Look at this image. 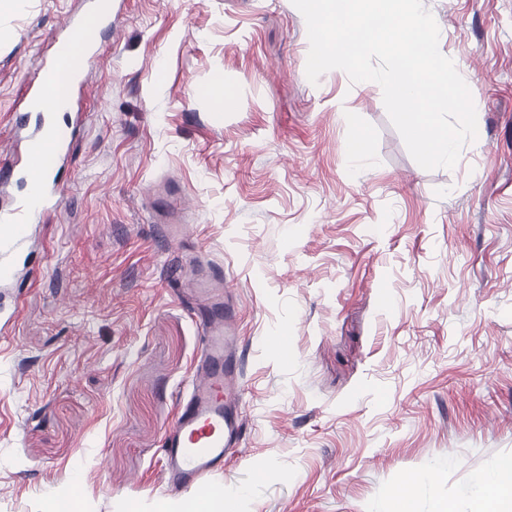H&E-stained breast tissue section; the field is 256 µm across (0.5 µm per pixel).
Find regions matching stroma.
<instances>
[{
    "mask_svg": "<svg viewBox=\"0 0 512 512\" xmlns=\"http://www.w3.org/2000/svg\"><path fill=\"white\" fill-rule=\"evenodd\" d=\"M477 138L421 168L377 83H310L291 0H125L87 120L0 309V512H169L176 394L207 295L239 308L244 446L213 481L241 512H482L512 457V0H423ZM0 17V165L63 15ZM223 75L232 101L216 116ZM364 137L365 156L347 146ZM287 334V353L271 342Z\"/></svg>",
    "mask_w": 512,
    "mask_h": 512,
    "instance_id": "1",
    "label": "stroma"
}]
</instances>
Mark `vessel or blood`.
Listing matches in <instances>:
<instances>
[{
    "label": "vessel or blood",
    "mask_w": 512,
    "mask_h": 512,
    "mask_svg": "<svg viewBox=\"0 0 512 512\" xmlns=\"http://www.w3.org/2000/svg\"><path fill=\"white\" fill-rule=\"evenodd\" d=\"M78 40L84 49L74 68L82 75L98 47L83 15L74 14L54 35L50 53L41 62L39 76L26 87L24 98L28 109L18 114L17 125L25 127L27 112L32 109L36 112V126L32 132H25L22 150L14 152L10 163L0 167V184L23 187L22 193L0 203V281L16 277L10 257L22 248L27 227L37 215L52 213L62 205L61 188L52 164L68 155L71 141L67 134L77 130L82 121L81 96L70 93L53 113L44 111L43 106L48 76ZM39 154L50 155L52 159L51 166L40 173L32 165L33 157ZM236 320L237 311L229 302L211 303L188 406L178 410L163 439V476L174 488L200 495L215 492L211 476L223 469L225 456L234 454L243 441L240 408L232 398L239 388V353L231 334Z\"/></svg>",
    "instance_id": "1"
}]
</instances>
